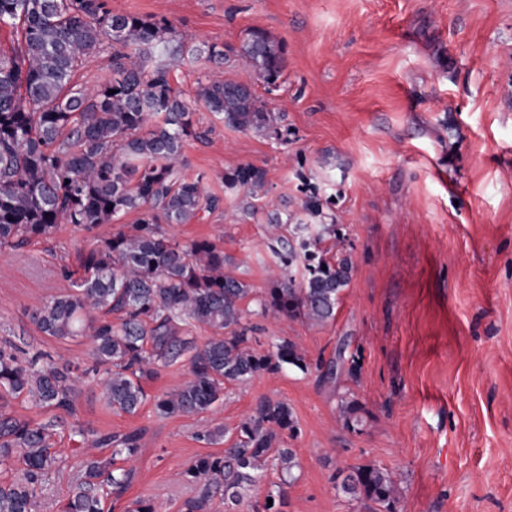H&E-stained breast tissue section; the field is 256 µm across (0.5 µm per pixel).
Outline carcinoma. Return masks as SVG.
Listing matches in <instances>:
<instances>
[{
  "label": "carcinoma",
  "instance_id": "carcinoma-1",
  "mask_svg": "<svg viewBox=\"0 0 512 512\" xmlns=\"http://www.w3.org/2000/svg\"><path fill=\"white\" fill-rule=\"evenodd\" d=\"M1 24L15 30L18 49L0 54V249L19 248L61 224L90 231L125 213L140 214L137 223L96 240L72 287L32 311L36 328L60 340L89 334L107 405L126 414L151 398L142 380L159 367L185 362L191 372L177 390L151 398L164 417L210 411L223 401L225 384L265 371L307 372L305 353L287 338L266 353L250 347L256 326L244 321L242 303L253 290L228 269L220 243H181L165 229L218 205L203 191V177L187 179L181 171L183 141L194 134L197 108L242 131L263 133L274 121L240 81L208 77L198 82L192 100L171 86L174 64L187 58L222 64L224 45L189 41L165 20L114 13L107 0H0ZM106 45L112 49L108 79L93 89L79 85L77 72ZM239 56L267 90L277 88L284 58L265 33L250 32ZM224 183L244 190L243 210L256 212L263 189L258 169L239 166L224 175ZM303 209L327 219L315 192ZM266 230L279 273L251 314L334 319L352 270L348 259L331 260L321 249L326 237L336 235V225L322 223L312 232L294 215L272 210ZM299 265L298 282L293 271ZM101 313H115L121 322L114 325ZM192 322L211 327L214 335L202 344L183 336L181 326ZM7 397L53 411L50 419L34 423L0 408V471L16 461L25 471L21 483H0V512H32L35 486L63 463L52 438L73 415L74 379L66 366L22 361L16 347L0 343V399ZM70 431L83 440L94 435L78 424ZM286 433H297L288 403L259 401L224 453L200 455L183 471L195 490L184 512H209L217 496L224 499V512H240L270 466L280 477L267 494L272 504L264 508L281 512L285 486L300 468L294 452L280 447ZM141 439L139 431L106 433L94 443L129 462L139 455ZM132 478L131 468L113 469L108 460L89 458L64 512H103L102 495L121 496ZM397 484L396 473L363 465L350 470L337 489L350 501L370 499L397 512Z\"/></svg>",
  "mask_w": 512,
  "mask_h": 512
}]
</instances>
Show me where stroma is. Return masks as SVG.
<instances>
[{
    "label": "stroma",
    "mask_w": 512,
    "mask_h": 512,
    "mask_svg": "<svg viewBox=\"0 0 512 512\" xmlns=\"http://www.w3.org/2000/svg\"><path fill=\"white\" fill-rule=\"evenodd\" d=\"M116 13L167 20L196 42L239 48L258 30L280 42L277 91L252 82L273 128L224 125L206 109L204 138L183 146V172L204 174L220 205L175 224L181 242L222 241L234 274L262 294L277 269L266 206L300 212L307 191L329 203L339 232L322 247L348 257L351 279L333 320L259 319L257 351L285 337L308 372H264L227 386L218 411L163 417L153 404L133 415L107 407L90 375L92 343L42 334L30 315L68 288L63 269L113 225L65 224L19 250H0V341L23 357L68 364L78 391L72 422L101 433H142L134 478L105 512L138 499L184 512L194 488L181 478L201 441L234 429L264 398L292 406L295 436L282 439L301 469L284 512H384L335 488L351 468L396 472L398 512H512V0H110ZM213 75L246 77L240 57L216 65L184 60L170 74L184 98ZM287 131L280 139L279 131ZM264 176V209L243 212L226 172ZM336 372L326 376V365ZM355 401L350 422L342 399ZM65 458L37 490L34 512H63L88 457L122 459L108 447L55 437Z\"/></svg>",
    "instance_id": "obj_1"
}]
</instances>
